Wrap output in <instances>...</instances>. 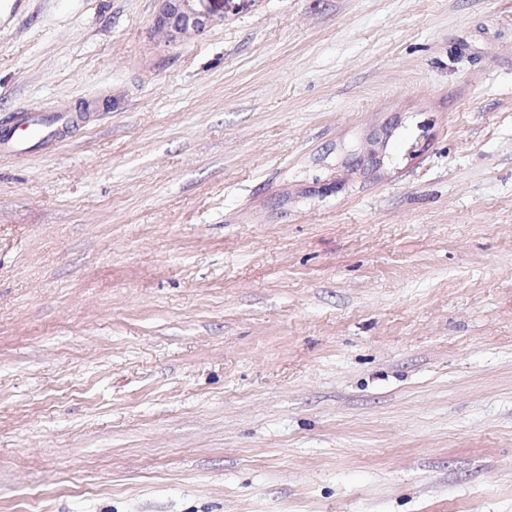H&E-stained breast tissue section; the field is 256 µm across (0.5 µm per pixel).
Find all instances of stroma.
<instances>
[{"label":"stroma","mask_w":512,"mask_h":512,"mask_svg":"<svg viewBox=\"0 0 512 512\" xmlns=\"http://www.w3.org/2000/svg\"><path fill=\"white\" fill-rule=\"evenodd\" d=\"M24 0L0 512H512V0ZM46 118L40 112L28 110L12 112L0 120V154L21 156L30 149L31 141L37 144H58L64 136L87 120V112L61 105ZM48 131V129H50Z\"/></svg>","instance_id":"35a3bbf8"}]
</instances>
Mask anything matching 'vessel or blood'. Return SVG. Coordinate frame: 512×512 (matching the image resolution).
<instances>
[{
	"label": "vessel or blood",
	"mask_w": 512,
	"mask_h": 512,
	"mask_svg": "<svg viewBox=\"0 0 512 512\" xmlns=\"http://www.w3.org/2000/svg\"><path fill=\"white\" fill-rule=\"evenodd\" d=\"M87 120L84 112L61 105L52 116L28 110L11 113L0 121V154L20 156L31 142L59 143L64 136Z\"/></svg>",
	"instance_id": "vessel-or-blood-1"
}]
</instances>
